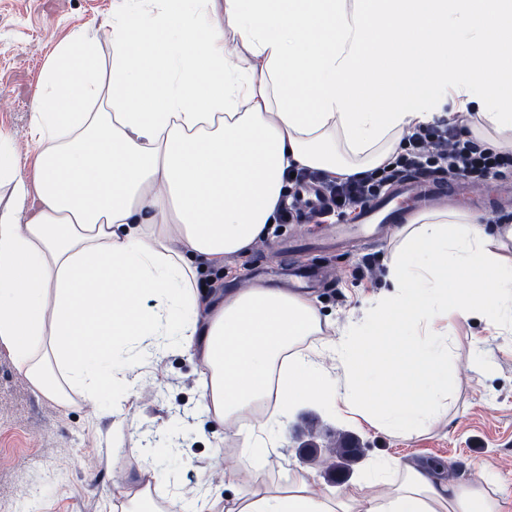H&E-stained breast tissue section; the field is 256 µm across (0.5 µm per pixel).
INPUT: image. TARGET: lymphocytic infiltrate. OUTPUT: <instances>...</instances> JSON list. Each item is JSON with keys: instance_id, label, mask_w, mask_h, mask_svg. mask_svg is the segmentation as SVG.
<instances>
[{"instance_id": "obj_1", "label": "lymphocytic infiltrate", "mask_w": 512, "mask_h": 512, "mask_svg": "<svg viewBox=\"0 0 512 512\" xmlns=\"http://www.w3.org/2000/svg\"><path fill=\"white\" fill-rule=\"evenodd\" d=\"M507 166H512L511 155L491 152L473 138H458L450 122L418 126L407 136L405 154L373 172L345 179L321 171L296 172L295 183L319 184V204L305 212L293 205L285 207L280 221L294 224L304 218L312 224H328L351 215L377 195L381 183L396 179L407 170L425 177L462 176L479 182L492 171Z\"/></svg>"}]
</instances>
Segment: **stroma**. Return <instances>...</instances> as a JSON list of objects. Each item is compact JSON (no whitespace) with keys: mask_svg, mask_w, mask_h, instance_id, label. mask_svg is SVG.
<instances>
[{"mask_svg":"<svg viewBox=\"0 0 512 512\" xmlns=\"http://www.w3.org/2000/svg\"><path fill=\"white\" fill-rule=\"evenodd\" d=\"M114 0H0V129L22 161L34 164L30 136L34 95L54 46L76 29L111 17ZM501 198L486 227L512 223V167L488 175ZM397 225L377 239L347 238L340 248L332 224H282L247 252L228 255L211 282L224 293L265 286L288 288L292 264L324 268L308 295L322 317L312 337L314 359L342 383L335 355L323 343L358 330L390 289L386 262ZM447 413L418 435L395 436L358 425L327 404L296 406L272 437L268 462L254 468L241 457L236 428L221 427L200 397L199 355L175 348L142 361L125 386L104 384L94 401L77 391L61 400L38 392L13 356L0 347V512H123L151 486L161 512H193L200 486L232 497L282 488L291 473L311 474L319 488L335 483L326 457L305 461L301 450L351 435L361 458L349 483L361 482L381 460L455 469L471 483L494 474L512 494V317L454 319L448 327Z\"/></svg>","mask_w":512,"mask_h":512,"instance_id":"1","label":"stroma"}]
</instances>
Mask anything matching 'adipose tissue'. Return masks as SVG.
I'll list each match as a JSON object with an SVG mask.
<instances>
[{
    "label": "adipose tissue",
    "mask_w": 512,
    "mask_h": 512,
    "mask_svg": "<svg viewBox=\"0 0 512 512\" xmlns=\"http://www.w3.org/2000/svg\"><path fill=\"white\" fill-rule=\"evenodd\" d=\"M467 112L487 149L512 150V0H116L43 71L36 183L0 131V346L45 395H95L114 353L176 346L200 355L219 425L271 401L278 429L309 399L422 432L448 399V338L429 329L502 314L512 224L448 211L402 225L391 293L360 334L328 344L339 385L304 344L321 331L306 294L225 296L201 273L267 236L288 169L363 173L405 129ZM197 512H512V498L491 474L470 485L395 461L328 491L297 473L243 505L204 487Z\"/></svg>",
    "instance_id": "obj_1"
}]
</instances>
